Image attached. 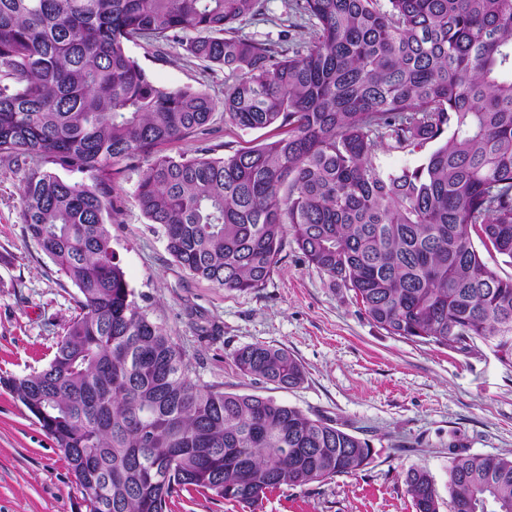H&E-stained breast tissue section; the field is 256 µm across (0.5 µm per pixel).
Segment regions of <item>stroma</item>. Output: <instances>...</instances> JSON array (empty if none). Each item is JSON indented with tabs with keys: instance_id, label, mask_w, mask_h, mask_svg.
Wrapping results in <instances>:
<instances>
[{
	"instance_id": "1",
	"label": "stroma",
	"mask_w": 512,
	"mask_h": 512,
	"mask_svg": "<svg viewBox=\"0 0 512 512\" xmlns=\"http://www.w3.org/2000/svg\"><path fill=\"white\" fill-rule=\"evenodd\" d=\"M262 13L243 36L277 40L294 19V0H262ZM151 79L164 87L224 97L230 76L205 69L176 43H128ZM207 138L165 146L170 155L205 146L217 154L273 138L242 130L215 112ZM24 172L0 160V376L44 368L74 314L77 290L25 231ZM139 163L112 167L118 209L110 226L126 280L138 304L163 326L183 354L192 379L224 391L257 394L369 439L362 469L303 487L266 492L256 505L181 492L172 512H416L404 478L420 467L434 478L440 512H451L448 466L464 453L512 458V365L487 347L460 352L392 336L365 314L353 291L333 285L287 242L265 285L227 291L192 276L168 254L165 241L135 198ZM256 342L282 347L305 369L304 382L280 389L243 374L236 350ZM0 512H85L70 468L21 402L0 386Z\"/></svg>"
}]
</instances>
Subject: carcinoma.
<instances>
[{
	"label": "carcinoma",
	"instance_id": "1",
	"mask_svg": "<svg viewBox=\"0 0 512 512\" xmlns=\"http://www.w3.org/2000/svg\"><path fill=\"white\" fill-rule=\"evenodd\" d=\"M259 0H0V159L23 167L28 236L77 289L48 365L0 377L67 460L86 512H171L174 494L253 504L267 490L351 474L368 440L272 397L194 381L135 300L112 248V164L145 159L135 197L169 255L227 291L264 285L288 239L392 336L512 364V0H296L280 41L239 33ZM179 41L233 81L216 101L156 85L126 43ZM288 135L212 156L163 145L206 134L216 110ZM384 175L379 143L413 152ZM86 176L62 179L53 167ZM280 389L287 349H238ZM416 512L433 476L407 471ZM453 512H512V458L448 467ZM434 147V143H429L422 150H416L413 153L393 151L386 146L379 147L372 158V162L381 172H394L402 168L418 165Z\"/></svg>",
	"mask_w": 512,
	"mask_h": 512
}]
</instances>
